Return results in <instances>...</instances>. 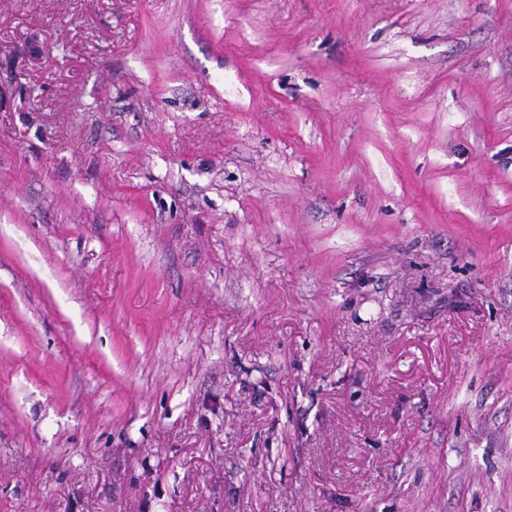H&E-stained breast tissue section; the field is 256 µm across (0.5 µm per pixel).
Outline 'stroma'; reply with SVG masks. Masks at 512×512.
I'll list each match as a JSON object with an SVG mask.
<instances>
[{"instance_id": "35a3bbf8", "label": "stroma", "mask_w": 512, "mask_h": 512, "mask_svg": "<svg viewBox=\"0 0 512 512\" xmlns=\"http://www.w3.org/2000/svg\"><path fill=\"white\" fill-rule=\"evenodd\" d=\"M0 512H512V0H0Z\"/></svg>"}]
</instances>
